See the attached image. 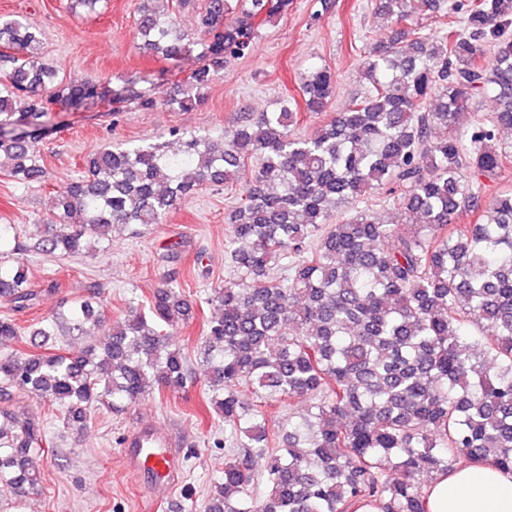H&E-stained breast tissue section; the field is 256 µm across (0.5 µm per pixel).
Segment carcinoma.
<instances>
[{
  "label": "carcinoma",
  "instance_id": "cac0c4a2",
  "mask_svg": "<svg viewBox=\"0 0 512 512\" xmlns=\"http://www.w3.org/2000/svg\"><path fill=\"white\" fill-rule=\"evenodd\" d=\"M167 4L140 0L141 48L176 60L196 47L200 66L165 100L133 81L64 84L40 60L41 31L0 17V172L24 188L45 181L38 143L54 105L108 101L114 117L131 104L201 106V89L251 53L259 24L288 0H206L195 37ZM440 9L379 0L391 36L362 59L368 93L313 136L295 133L300 113L286 98L217 134L172 128L167 141L109 145L55 191L35 241L0 221V301L20 312L37 299L25 255L89 254L116 228L136 236L162 223L204 185L243 189L224 244L233 280L206 297L220 316L202 358L228 448L203 512H350L360 501L426 512L427 477L463 462L512 472V187L485 194L512 167V0H469L464 28L423 33L420 20ZM335 87L312 66L306 111L324 114ZM483 96L494 112L467 122ZM375 194L406 222L381 223L372 204L346 211ZM468 213L476 222L459 223ZM192 318L172 278L148 310L116 323L96 292L24 327L0 317V342L34 349L0 356V395H31L86 431L96 408L119 413L156 387H185L188 356L170 331ZM61 336L97 340L55 353ZM287 405L281 420L266 413ZM51 447L44 426L0 406L12 508L40 490L32 458Z\"/></svg>",
  "mask_w": 512,
  "mask_h": 512
}]
</instances>
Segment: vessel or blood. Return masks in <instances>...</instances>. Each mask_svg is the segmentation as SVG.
<instances>
[{
	"instance_id": "obj_1",
	"label": "vessel or blood",
	"mask_w": 512,
	"mask_h": 512,
	"mask_svg": "<svg viewBox=\"0 0 512 512\" xmlns=\"http://www.w3.org/2000/svg\"><path fill=\"white\" fill-rule=\"evenodd\" d=\"M178 438L170 428L153 421H139L127 430L121 441L122 458L127 472L150 478L158 496L164 497L174 473L180 466Z\"/></svg>"
}]
</instances>
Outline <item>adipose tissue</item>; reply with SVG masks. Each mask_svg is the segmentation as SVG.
Wrapping results in <instances>:
<instances>
[{
    "label": "adipose tissue",
    "instance_id": "adipose-tissue-1",
    "mask_svg": "<svg viewBox=\"0 0 512 512\" xmlns=\"http://www.w3.org/2000/svg\"><path fill=\"white\" fill-rule=\"evenodd\" d=\"M426 512H512V473L471 463L435 475L424 488Z\"/></svg>",
    "mask_w": 512,
    "mask_h": 512
}]
</instances>
